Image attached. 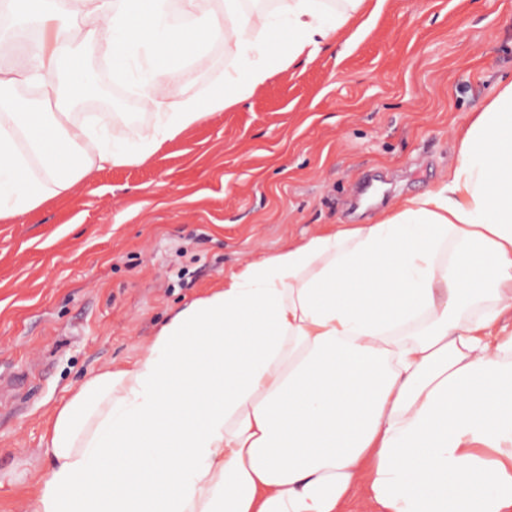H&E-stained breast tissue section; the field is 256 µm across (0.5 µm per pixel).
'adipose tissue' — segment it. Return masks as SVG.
<instances>
[{
	"label": "adipose tissue",
	"mask_w": 512,
	"mask_h": 512,
	"mask_svg": "<svg viewBox=\"0 0 512 512\" xmlns=\"http://www.w3.org/2000/svg\"><path fill=\"white\" fill-rule=\"evenodd\" d=\"M386 0H9L31 64L0 78V219L139 162ZM84 24H76L77 14ZM105 43L153 122L75 113L67 69ZM222 45L206 93L176 84ZM36 86L56 109L17 94ZM512 82L459 132L448 177L373 224L329 227L241 264L131 364L56 411L32 512H512Z\"/></svg>",
	"instance_id": "ef3b65f1"
}]
</instances>
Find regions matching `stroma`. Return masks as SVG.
Returning a JSON list of instances; mask_svg holds the SVG:
<instances>
[{"label":"stroma","mask_w":512,"mask_h":512,"mask_svg":"<svg viewBox=\"0 0 512 512\" xmlns=\"http://www.w3.org/2000/svg\"><path fill=\"white\" fill-rule=\"evenodd\" d=\"M84 112L152 116L108 76ZM512 81V0H387L349 43L276 71L143 162L0 220V512H30L51 418L244 261L369 224L448 176L455 132Z\"/></svg>","instance_id":"obj_1"}]
</instances>
